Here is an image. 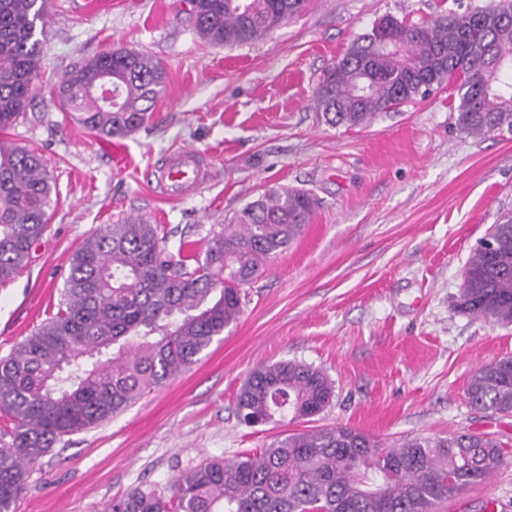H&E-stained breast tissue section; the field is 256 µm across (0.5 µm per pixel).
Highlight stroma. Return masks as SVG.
I'll return each instance as SVG.
<instances>
[{"instance_id": "35a3bbf8", "label": "stroma", "mask_w": 512, "mask_h": 512, "mask_svg": "<svg viewBox=\"0 0 512 512\" xmlns=\"http://www.w3.org/2000/svg\"><path fill=\"white\" fill-rule=\"evenodd\" d=\"M492 2L308 0L263 38L224 47L200 36L188 0H47L42 79L6 137L42 154L56 194L29 263L0 284V358L56 313L74 252L105 225L144 217L164 226L173 251L270 190H307L318 205L200 359L112 420L64 437L38 460L16 512H101L132 488L166 486L176 466L263 448L280 427L240 424L235 398L252 369L279 360L333 381L315 425L385 445L464 429L512 449V416L465 397L476 366L512 355V325L456 307L473 248L512 215V133L462 130L445 87L363 127L331 125L313 105L328 68L383 15L422 22ZM119 46L152 56L168 79L150 121L108 142L48 88ZM182 148L204 152L211 177L169 200L155 169ZM490 504L512 512V462L437 510Z\"/></svg>"}]
</instances>
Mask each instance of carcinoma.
Wrapping results in <instances>:
<instances>
[{"instance_id": "1", "label": "carcinoma", "mask_w": 512, "mask_h": 512, "mask_svg": "<svg viewBox=\"0 0 512 512\" xmlns=\"http://www.w3.org/2000/svg\"><path fill=\"white\" fill-rule=\"evenodd\" d=\"M197 32L215 45L256 41L306 0H189ZM46 0H0V130L23 118L40 81ZM112 77L113 107L96 94ZM167 73L151 56L114 48L74 66L50 92L103 138L144 126ZM370 84L366 97L357 96ZM448 85L457 123L473 135L512 129V0L425 24L385 15L355 40L314 91L333 125L359 127ZM54 185L35 149L0 139V283L28 262L48 223ZM315 200L273 190L248 204L204 248L166 250L158 224L128 217L75 252L57 312L0 359V512H15L35 462L63 437L116 417L197 362L236 322L242 293L310 223ZM492 252L477 245L456 307L512 323V218L494 224ZM334 397L327 375L281 360L253 369L236 396L246 426L310 422ZM468 404L512 414V356L476 367ZM504 444L457 430L384 446L348 426L284 434L232 461L206 458L171 482L129 490L102 512H434L508 463Z\"/></svg>"}]
</instances>
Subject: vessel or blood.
Segmentation results:
<instances>
[{
	"instance_id": "b4317fda",
	"label": "vessel or blood",
	"mask_w": 512,
	"mask_h": 512,
	"mask_svg": "<svg viewBox=\"0 0 512 512\" xmlns=\"http://www.w3.org/2000/svg\"><path fill=\"white\" fill-rule=\"evenodd\" d=\"M209 163L204 153L183 148L168 155L155 178L162 196L172 200L196 193L209 180Z\"/></svg>"
}]
</instances>
